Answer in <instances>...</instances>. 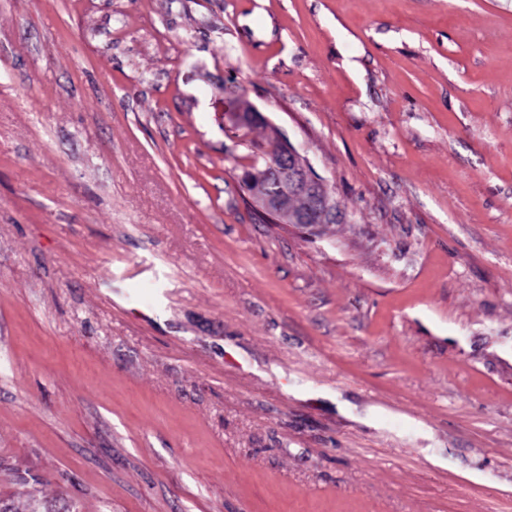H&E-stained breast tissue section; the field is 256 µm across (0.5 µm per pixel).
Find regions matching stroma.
I'll use <instances>...</instances> for the list:
<instances>
[{"mask_svg": "<svg viewBox=\"0 0 512 512\" xmlns=\"http://www.w3.org/2000/svg\"><path fill=\"white\" fill-rule=\"evenodd\" d=\"M0 498L512 512V0H0ZM282 152L278 162L272 160L273 150ZM270 171L279 185L277 193L249 198L247 204L267 223L279 222L283 203L288 195L295 194L309 201L307 212L292 219L290 224H334L340 216L336 203L327 198L325 185L318 178L308 160L298 150L291 147L278 133L277 143L273 145L266 158L265 171Z\"/></svg>", "mask_w": 512, "mask_h": 512, "instance_id": "obj_1", "label": "stroma"}]
</instances>
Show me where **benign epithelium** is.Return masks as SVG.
I'll return each instance as SVG.
<instances>
[{
	"label": "benign epithelium",
	"instance_id": "1",
	"mask_svg": "<svg viewBox=\"0 0 512 512\" xmlns=\"http://www.w3.org/2000/svg\"><path fill=\"white\" fill-rule=\"evenodd\" d=\"M254 117H261V113L251 104L240 111L233 106L229 109L228 117L237 127H247L248 120L244 112ZM282 157L274 161L266 158L265 170L269 171L279 185V191L261 197L248 199L247 204L257 215L267 223L279 222L283 203L291 194L301 196L309 201L307 212L292 219L294 224H334L338 220L336 203L327 198L324 193V183L318 178L308 160L298 150L291 147L283 137L277 138L273 145Z\"/></svg>",
	"mask_w": 512,
	"mask_h": 512
}]
</instances>
